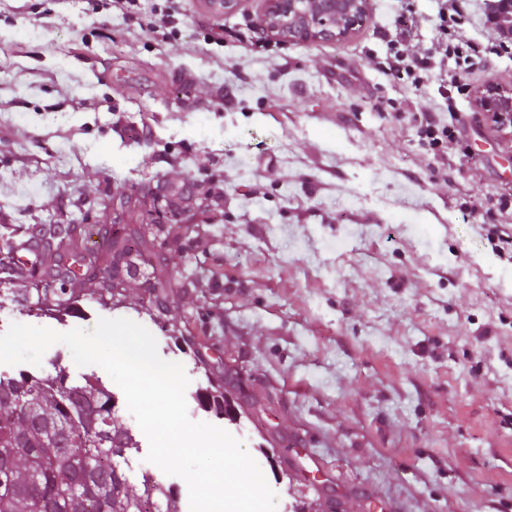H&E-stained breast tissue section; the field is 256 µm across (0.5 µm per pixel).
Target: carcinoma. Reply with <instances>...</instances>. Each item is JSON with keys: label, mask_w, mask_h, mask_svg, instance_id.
Instances as JSON below:
<instances>
[{"label": "carcinoma", "mask_w": 512, "mask_h": 512, "mask_svg": "<svg viewBox=\"0 0 512 512\" xmlns=\"http://www.w3.org/2000/svg\"><path fill=\"white\" fill-rule=\"evenodd\" d=\"M106 242L112 273L102 276L101 297L122 288L119 261L142 237L134 224ZM45 275L30 268L28 276L44 286L22 298L41 304L55 296L57 305L68 304L78 275ZM134 445L102 384H71L61 370L0 377V512H178L171 490L148 478L130 481L120 459Z\"/></svg>", "instance_id": "obj_1"}]
</instances>
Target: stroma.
I'll return each instance as SVG.
<instances>
[{"mask_svg":"<svg viewBox=\"0 0 512 512\" xmlns=\"http://www.w3.org/2000/svg\"><path fill=\"white\" fill-rule=\"evenodd\" d=\"M410 5L432 47L440 0H368L351 34L288 41L267 0H0V225L69 224L104 199L168 196L170 220L134 253L135 283L73 312L28 306L0 272V332H66L101 318L145 326L190 380L191 420L242 440L276 512H512V259L486 237L512 224V128L479 100L512 89L490 58L464 89L454 60L422 89L384 72ZM457 112L471 154L427 155L401 110ZM172 289L150 306L153 267ZM111 391L137 441L133 481L186 482L147 462L148 441L99 366L51 346L40 365ZM237 423L195 394L223 383Z\"/></svg>","mask_w":512,"mask_h":512,"instance_id":"1","label":"stroma"}]
</instances>
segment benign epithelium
Listing matches in <instances>:
<instances>
[{
  "label": "benign epithelium",
  "instance_id": "benign-epithelium-1",
  "mask_svg": "<svg viewBox=\"0 0 512 512\" xmlns=\"http://www.w3.org/2000/svg\"><path fill=\"white\" fill-rule=\"evenodd\" d=\"M368 0H269L266 29L297 41L336 39L349 34L361 21ZM488 112L512 114V93L491 87L481 99ZM167 206L162 196L149 200L148 218L153 224L165 223Z\"/></svg>",
  "mask_w": 512,
  "mask_h": 512
}]
</instances>
